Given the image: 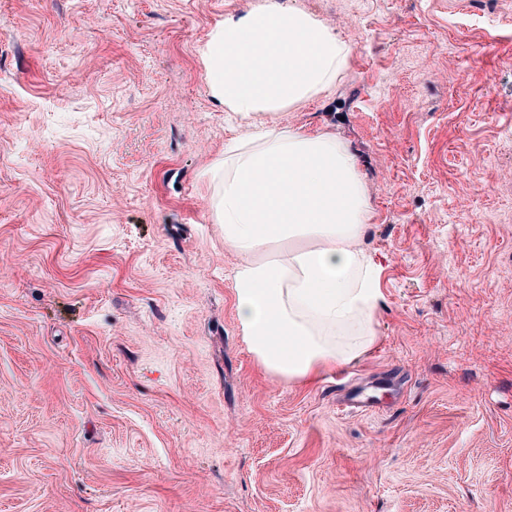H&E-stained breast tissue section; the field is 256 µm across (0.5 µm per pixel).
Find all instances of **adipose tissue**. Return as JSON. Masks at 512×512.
<instances>
[{
	"mask_svg": "<svg viewBox=\"0 0 512 512\" xmlns=\"http://www.w3.org/2000/svg\"><path fill=\"white\" fill-rule=\"evenodd\" d=\"M349 55L336 33L276 0L226 14L203 50L208 96L247 123L205 169L209 216L240 258L241 338L285 383H313L378 340L381 267L362 247L373 213L355 153L330 132L266 121L329 88Z\"/></svg>",
	"mask_w": 512,
	"mask_h": 512,
	"instance_id": "1",
	"label": "adipose tissue"
}]
</instances>
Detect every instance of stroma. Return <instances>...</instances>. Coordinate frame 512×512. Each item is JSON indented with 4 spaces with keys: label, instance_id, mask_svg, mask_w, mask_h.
Instances as JSON below:
<instances>
[{
    "label": "stroma",
    "instance_id": "stroma-1",
    "mask_svg": "<svg viewBox=\"0 0 512 512\" xmlns=\"http://www.w3.org/2000/svg\"><path fill=\"white\" fill-rule=\"evenodd\" d=\"M264 2L0 0V512H512V0H279L351 54L268 120L355 151L382 266L309 387L247 351L203 179L244 126L201 50Z\"/></svg>",
    "mask_w": 512,
    "mask_h": 512
}]
</instances>
